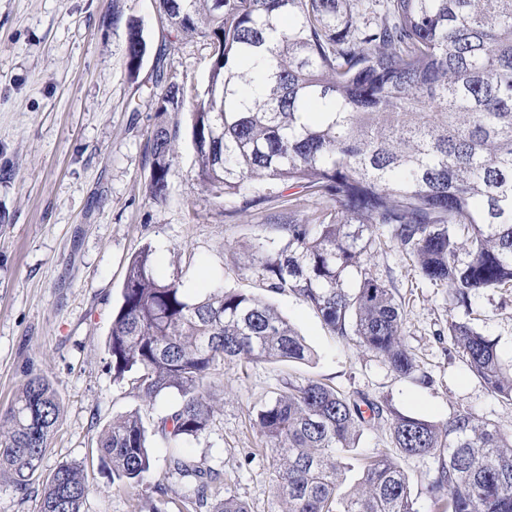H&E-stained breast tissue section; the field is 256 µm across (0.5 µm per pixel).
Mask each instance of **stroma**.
I'll list each match as a JSON object with an SVG mask.
<instances>
[{
    "mask_svg": "<svg viewBox=\"0 0 512 512\" xmlns=\"http://www.w3.org/2000/svg\"><path fill=\"white\" fill-rule=\"evenodd\" d=\"M122 23H115V16ZM140 22L147 51L136 75L125 64L126 19ZM210 48L177 36L154 0H0V412L28 373L49 376L62 416L44 473L83 466L95 491L83 512H139L146 488L121 493L102 473L97 439L112 417L139 410L146 427L173 404L146 405L130 382L115 383L105 342L121 303L128 261L154 252L158 278L180 277L190 296L214 285L268 298L314 357L305 363L225 365L217 422L186 452L218 470L224 491L252 512H278L275 476L251 426L260 405L288 381L315 379L398 412L443 422L459 412L512 424V402L492 395L447 338L449 320L496 339L512 363V292H485L470 307L425 280L412 258L388 244L371 263L403 306L405 341L428 383L396 376L355 339L332 335L289 293L269 292L251 266L252 244L274 239V221L310 210L262 186L260 201L214 198L196 177L191 112L159 114L151 98L171 79L202 88ZM176 129L177 158L165 200L147 192L150 135Z\"/></svg>",
    "mask_w": 512,
    "mask_h": 512,
    "instance_id": "35a3bbf8",
    "label": "stroma"
}]
</instances>
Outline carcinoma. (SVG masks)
Masks as SVG:
<instances>
[{"label": "carcinoma", "instance_id": "1", "mask_svg": "<svg viewBox=\"0 0 512 512\" xmlns=\"http://www.w3.org/2000/svg\"><path fill=\"white\" fill-rule=\"evenodd\" d=\"M183 38L211 49L204 90L192 97L196 175L217 199L262 185L298 189L320 206L272 229L252 265L274 293L307 304L335 336L418 380L392 289L371 270L391 241L458 306L485 290L512 289V0H155ZM146 50L126 26L130 73ZM187 93L171 80L158 113L181 112ZM177 130L151 135L149 198H166ZM151 246L129 261L105 343L112 379L142 401L175 403L153 429L138 412L99 435L112 488L186 481V512H250L221 495L220 473L188 455L189 440L216 421L224 364L308 362L312 351L272 304L214 287L193 298L179 277L155 276ZM453 345L495 396L512 401V365L497 341L448 322ZM62 405L50 378L29 373L0 415V479L27 490L49 451ZM389 421L394 452L363 459L345 487L364 427ZM261 452L277 477L281 512H419L407 456H431L425 486L434 512H512V426L459 412L445 422L401 414L321 381H288L256 412ZM166 445L153 480L152 438ZM93 488L62 463L45 482L40 512H82Z\"/></svg>", "mask_w": 512, "mask_h": 512}]
</instances>
